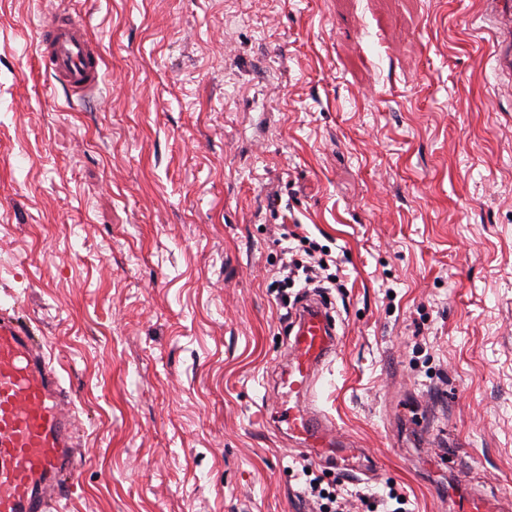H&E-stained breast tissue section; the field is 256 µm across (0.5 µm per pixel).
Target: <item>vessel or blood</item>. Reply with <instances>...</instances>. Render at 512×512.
<instances>
[{
	"instance_id": "b4317fda",
	"label": "vessel or blood",
	"mask_w": 512,
	"mask_h": 512,
	"mask_svg": "<svg viewBox=\"0 0 512 512\" xmlns=\"http://www.w3.org/2000/svg\"><path fill=\"white\" fill-rule=\"evenodd\" d=\"M483 20L498 26L495 51L512 90V0H484ZM41 69L69 98L94 95L104 79L98 40L65 12L50 14L36 35ZM293 340L278 380V423L316 458L354 472L357 449L337 439L332 420L307 400L321 364L334 353L335 325L315 302L292 322ZM75 418L60 378L34 332L0 310V512H55L81 464Z\"/></svg>"
}]
</instances>
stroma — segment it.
<instances>
[{"instance_id":"1","label":"stroma","mask_w":512,"mask_h":512,"mask_svg":"<svg viewBox=\"0 0 512 512\" xmlns=\"http://www.w3.org/2000/svg\"><path fill=\"white\" fill-rule=\"evenodd\" d=\"M479 0H0V305L84 427L61 512H316L304 466L409 512H512V98ZM88 22L69 104L35 59ZM338 288L277 286L282 225ZM312 404L368 460L312 465L267 416L307 302ZM41 69L71 101L94 95L104 79L98 40L87 25L65 12L50 14L36 35Z\"/></svg>"}]
</instances>
